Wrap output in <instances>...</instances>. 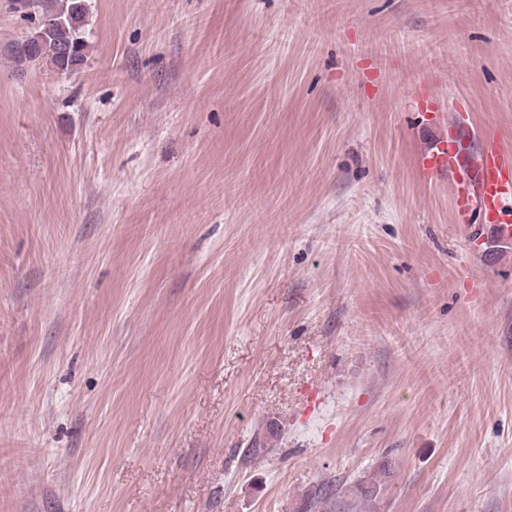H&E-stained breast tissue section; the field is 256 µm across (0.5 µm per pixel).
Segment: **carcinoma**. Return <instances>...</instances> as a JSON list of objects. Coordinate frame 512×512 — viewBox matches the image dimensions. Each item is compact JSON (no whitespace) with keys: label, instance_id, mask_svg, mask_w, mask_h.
Here are the masks:
<instances>
[{"label":"carcinoma","instance_id":"obj_1","mask_svg":"<svg viewBox=\"0 0 512 512\" xmlns=\"http://www.w3.org/2000/svg\"><path fill=\"white\" fill-rule=\"evenodd\" d=\"M84 0H39L41 21L38 31L31 41L40 40L48 45V49L33 56L17 48L14 50V61L20 66H28L40 60L48 59L60 73L73 74L84 64L87 43L83 36L84 20L87 7ZM68 48L72 51L69 57L59 56L53 52L55 48ZM389 476L387 469L382 468L378 474L355 484L352 494L364 501L375 499L384 486V479ZM336 496V486L330 482L318 485L311 494L306 508L312 509L326 504Z\"/></svg>","mask_w":512,"mask_h":512}]
</instances>
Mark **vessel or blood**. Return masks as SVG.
I'll return each instance as SVG.
<instances>
[{"mask_svg":"<svg viewBox=\"0 0 512 512\" xmlns=\"http://www.w3.org/2000/svg\"><path fill=\"white\" fill-rule=\"evenodd\" d=\"M419 166L427 178H449L458 223L512 234V143L486 132L472 153L461 138L442 140L420 157Z\"/></svg>","mask_w":512,"mask_h":512,"instance_id":"1","label":"vessel or blood"}]
</instances>
